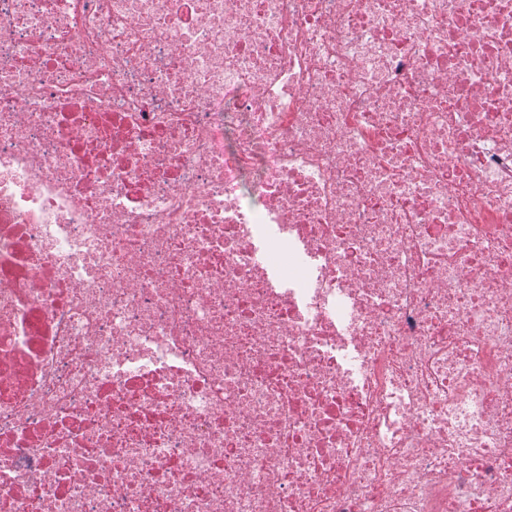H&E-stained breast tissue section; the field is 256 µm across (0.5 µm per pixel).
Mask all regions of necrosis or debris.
<instances>
[{
	"label": "necrosis or debris",
	"instance_id": "1",
	"mask_svg": "<svg viewBox=\"0 0 512 512\" xmlns=\"http://www.w3.org/2000/svg\"><path fill=\"white\" fill-rule=\"evenodd\" d=\"M0 512H512V0H0Z\"/></svg>",
	"mask_w": 512,
	"mask_h": 512
}]
</instances>
